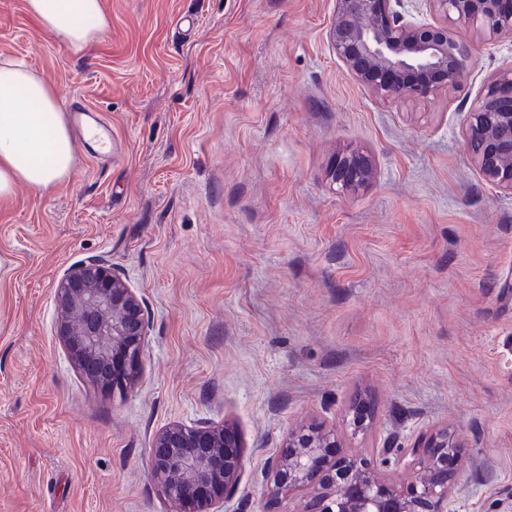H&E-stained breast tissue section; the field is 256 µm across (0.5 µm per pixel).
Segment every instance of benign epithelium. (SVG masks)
I'll list each match as a JSON object with an SVG mask.
<instances>
[{"label": "benign epithelium", "mask_w": 512, "mask_h": 512, "mask_svg": "<svg viewBox=\"0 0 512 512\" xmlns=\"http://www.w3.org/2000/svg\"><path fill=\"white\" fill-rule=\"evenodd\" d=\"M434 17L410 20L402 0H336L329 40L336 58L383 99L429 97L459 88L474 48L456 28L476 26L512 38V0H426ZM465 147L482 178L512 193V67L486 87L470 110ZM332 183L342 193L373 183L376 168L359 150L341 156ZM59 336L80 372L110 391L132 385L148 323L142 302L110 267L88 262L69 269L57 288ZM336 436L319 427L291 435L262 473L268 494L305 488L310 512H453L449 483L460 446L448 429L431 432L412 450L411 481L401 490L364 459L330 454ZM151 469L173 512H220L236 494L244 461L228 423H171L155 435Z\"/></svg>", "instance_id": "7a95c632"}]
</instances>
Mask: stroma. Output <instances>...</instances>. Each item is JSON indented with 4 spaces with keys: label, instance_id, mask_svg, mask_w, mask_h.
Returning a JSON list of instances; mask_svg holds the SVG:
<instances>
[{
    "label": "stroma",
    "instance_id": "stroma-1",
    "mask_svg": "<svg viewBox=\"0 0 512 512\" xmlns=\"http://www.w3.org/2000/svg\"><path fill=\"white\" fill-rule=\"evenodd\" d=\"M74 51L0 0V59L112 125V159L74 146L52 193L0 204V512H171L157 431L229 422L245 458L226 512H307L261 470L316 423L399 484L438 428L463 444L458 512L512 497V193L464 142L512 39L471 27L461 88L387 99L337 59L335 0H102ZM360 149L375 181L329 185ZM97 260L150 322L132 389L82 376L58 335L56 287ZM364 403L372 421L349 427ZM388 456H379L380 448Z\"/></svg>",
    "mask_w": 512,
    "mask_h": 512
}]
</instances>
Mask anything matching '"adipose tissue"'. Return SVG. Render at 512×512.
I'll list each match as a JSON object with an SVG mask.
<instances>
[{
	"label": "adipose tissue",
	"instance_id": "1",
	"mask_svg": "<svg viewBox=\"0 0 512 512\" xmlns=\"http://www.w3.org/2000/svg\"><path fill=\"white\" fill-rule=\"evenodd\" d=\"M27 13L81 50L110 25L101 0H24ZM72 133L55 87L24 62H0V202L18 184L47 193L69 178Z\"/></svg>",
	"mask_w": 512,
	"mask_h": 512
}]
</instances>
